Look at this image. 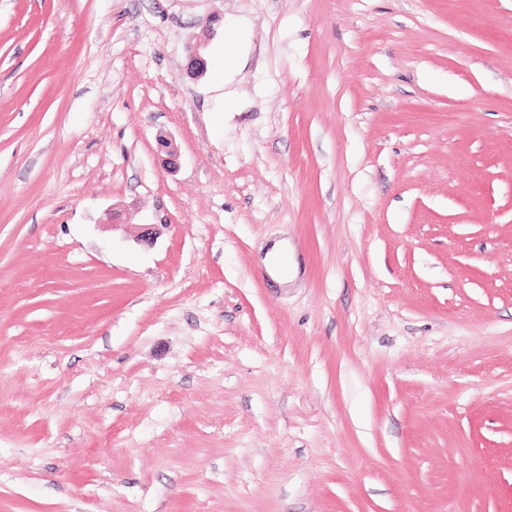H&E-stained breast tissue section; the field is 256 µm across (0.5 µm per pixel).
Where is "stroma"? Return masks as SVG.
Masks as SVG:
<instances>
[{"instance_id": "1", "label": "stroma", "mask_w": 512, "mask_h": 512, "mask_svg": "<svg viewBox=\"0 0 512 512\" xmlns=\"http://www.w3.org/2000/svg\"><path fill=\"white\" fill-rule=\"evenodd\" d=\"M0 512H512V0H0ZM225 44L229 50L225 53L223 70H217L215 72V78L221 80L223 73L226 71L233 70L238 65V56L234 47L238 44L240 39V33L235 28H226L224 31Z\"/></svg>"}]
</instances>
